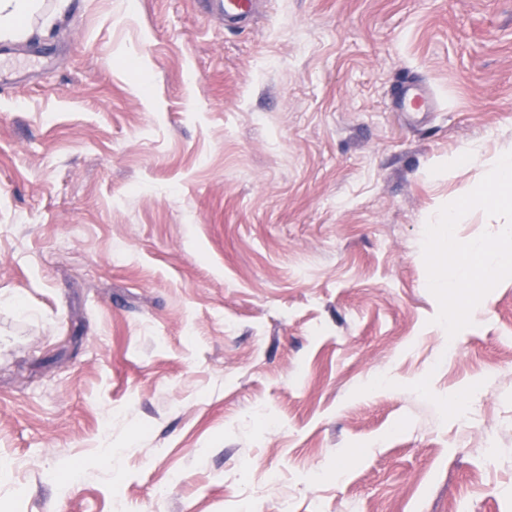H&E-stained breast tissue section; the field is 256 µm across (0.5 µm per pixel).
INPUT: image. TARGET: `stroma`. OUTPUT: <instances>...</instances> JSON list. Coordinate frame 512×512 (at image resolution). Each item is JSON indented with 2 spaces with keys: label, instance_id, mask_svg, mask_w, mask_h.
I'll list each match as a JSON object with an SVG mask.
<instances>
[{
  "label": "stroma",
  "instance_id": "35a3bbf8",
  "mask_svg": "<svg viewBox=\"0 0 512 512\" xmlns=\"http://www.w3.org/2000/svg\"><path fill=\"white\" fill-rule=\"evenodd\" d=\"M267 3L0 39V512H512V278L451 338L422 255L512 151V0ZM219 5L224 15V26L234 27L241 23L251 21L257 12V5L261 0H213ZM398 107L406 112H429L434 105L431 94L421 86L410 85L397 99Z\"/></svg>",
  "mask_w": 512,
  "mask_h": 512
}]
</instances>
